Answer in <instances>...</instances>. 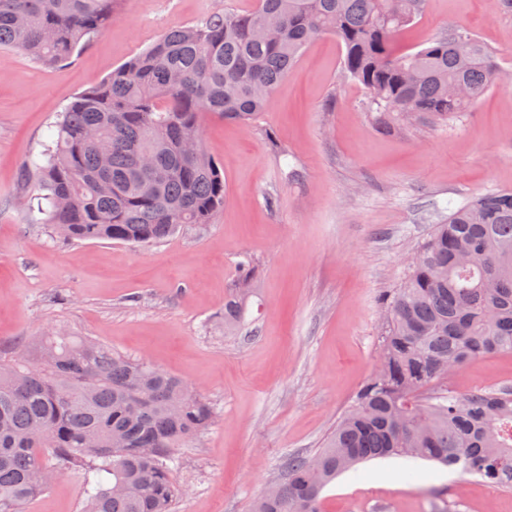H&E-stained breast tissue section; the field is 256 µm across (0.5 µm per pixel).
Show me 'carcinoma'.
<instances>
[{
	"label": "carcinoma",
	"instance_id": "obj_1",
	"mask_svg": "<svg viewBox=\"0 0 512 512\" xmlns=\"http://www.w3.org/2000/svg\"><path fill=\"white\" fill-rule=\"evenodd\" d=\"M117 0H0V48L50 67L112 24ZM426 0H256L166 30L139 55L78 93L58 115L45 162L22 169L28 198L46 201L65 239L149 246L224 205V174L202 139V116L248 124L308 45L332 36L345 75L383 122L436 126L502 80L497 53L450 29L417 51L398 48ZM380 298L379 354L326 447L288 459L250 512H320L336 476L377 458L459 466L512 491V386L449 389L450 376L512 354V190L448 215ZM256 273L240 268L224 300L239 328ZM205 397L166 370L83 336L49 333L30 357L0 359V512H24L59 476L96 475L82 512H172L168 461L212 425Z\"/></svg>",
	"mask_w": 512,
	"mask_h": 512
}]
</instances>
